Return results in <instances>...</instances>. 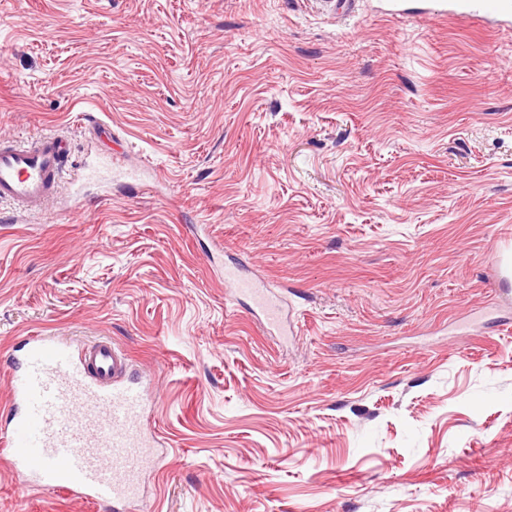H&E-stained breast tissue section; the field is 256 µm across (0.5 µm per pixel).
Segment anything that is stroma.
<instances>
[{
  "label": "stroma",
  "mask_w": 512,
  "mask_h": 512,
  "mask_svg": "<svg viewBox=\"0 0 512 512\" xmlns=\"http://www.w3.org/2000/svg\"><path fill=\"white\" fill-rule=\"evenodd\" d=\"M382 6L0 0V138L73 159L0 205V428L25 336H105L155 382L140 512H512V28ZM0 512L104 510L0 467ZM224 283L231 288L234 297L250 300L254 307L263 313L270 327L278 331L283 330L284 318L288 322L283 302L270 288H266L260 281L233 265L224 266Z\"/></svg>",
  "instance_id": "1"
}]
</instances>
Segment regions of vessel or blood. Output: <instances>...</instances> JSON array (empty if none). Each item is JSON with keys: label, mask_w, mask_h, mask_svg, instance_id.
Here are the masks:
<instances>
[{"label": "vessel or blood", "mask_w": 512, "mask_h": 512, "mask_svg": "<svg viewBox=\"0 0 512 512\" xmlns=\"http://www.w3.org/2000/svg\"><path fill=\"white\" fill-rule=\"evenodd\" d=\"M440 14L512 19V0H437ZM71 156L57 135L21 144L0 141V201L26 214L53 197ZM233 296L250 300L275 329L284 326L281 298L233 265L224 268ZM10 377L11 419L0 431V464L28 490L91 501L106 512H133L143 473L160 458L144 430L153 391L128 375L127 353L107 338L85 347L60 336L25 341Z\"/></svg>", "instance_id": "1"}]
</instances>
